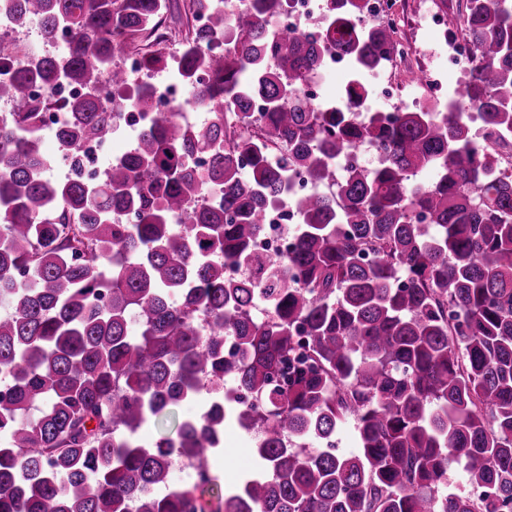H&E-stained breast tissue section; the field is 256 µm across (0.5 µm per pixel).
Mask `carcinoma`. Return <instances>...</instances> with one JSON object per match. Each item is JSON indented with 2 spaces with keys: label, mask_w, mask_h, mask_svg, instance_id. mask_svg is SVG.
<instances>
[{
  "label": "carcinoma",
  "mask_w": 512,
  "mask_h": 512,
  "mask_svg": "<svg viewBox=\"0 0 512 512\" xmlns=\"http://www.w3.org/2000/svg\"><path fill=\"white\" fill-rule=\"evenodd\" d=\"M204 0H0L22 29L62 36L0 82L25 107L0 119V512H503L512 504V180L497 142L474 139L450 103L356 120L319 112L302 85L320 46L286 29L272 38L258 0L214 44L224 14L191 25L177 54L149 43L163 8ZM358 0H331L336 51L352 76L385 61L395 29L352 22ZM449 33L470 42L467 108L512 135V0H466ZM144 69L176 60L210 113L199 129L147 116L131 152L91 183L45 176L42 108L30 88L66 78L85 94L54 128L68 163L112 137L97 95L126 85L117 61ZM256 94L259 119L243 111ZM372 168L336 169L358 146ZM288 162L271 163L275 150ZM210 156L203 173L191 159ZM336 194L295 195L289 168ZM435 172L427 184L417 181ZM301 216L294 243L271 259L254 244L264 207ZM133 224H119L115 211ZM251 279H224V265ZM265 316H254L256 302ZM237 353L224 354V337ZM207 393L176 435L141 429ZM258 434V471L232 489L215 476L171 482L177 462L208 464L224 421ZM352 422L358 448L330 441ZM461 467L470 491L458 492Z\"/></svg>",
  "instance_id": "carcinoma-1"
}]
</instances>
